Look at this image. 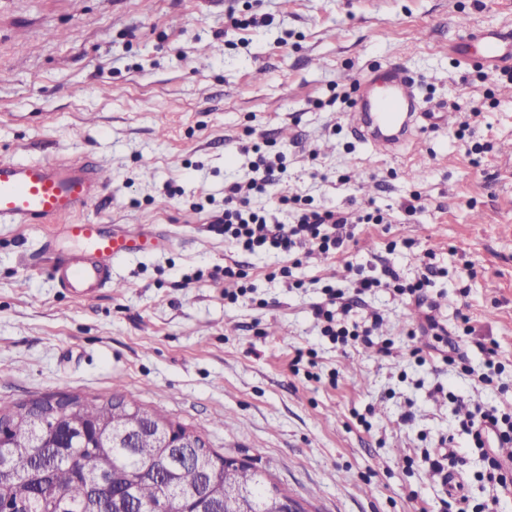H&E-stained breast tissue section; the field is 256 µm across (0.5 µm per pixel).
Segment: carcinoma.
I'll return each instance as SVG.
<instances>
[{"label":"carcinoma","mask_w":512,"mask_h":512,"mask_svg":"<svg viewBox=\"0 0 512 512\" xmlns=\"http://www.w3.org/2000/svg\"><path fill=\"white\" fill-rule=\"evenodd\" d=\"M73 409L44 420L34 410L39 402L52 409L46 395L0 409V443L8 463L0 469V499L13 503L15 512H108L99 491L82 476L85 468L105 469L112 483L130 490L140 502L169 501L166 512H193L198 502L169 500L171 485L192 487L199 502L251 512L253 505L288 495L252 465L207 449L203 468L179 466L183 448H160L150 438L140 448H114L107 435L114 426L143 425V404L131 394L116 397L64 395ZM170 464L167 485L153 470Z\"/></svg>","instance_id":"carcinoma-1"}]
</instances>
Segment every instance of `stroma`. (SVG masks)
<instances>
[{
	"label": "stroma",
	"instance_id": "stroma-1",
	"mask_svg": "<svg viewBox=\"0 0 512 512\" xmlns=\"http://www.w3.org/2000/svg\"><path fill=\"white\" fill-rule=\"evenodd\" d=\"M231 11L267 23L229 30ZM502 24L512 0H0V156H102L110 180L84 221L162 237L114 262L113 287L87 303L50 273V227L0 224V407L132 393L266 470L307 512H443L429 460L445 453L471 512H512L458 424L462 405L512 413V79L465 37ZM395 61L428 106L461 109L389 156L353 138L350 102L358 77ZM260 155L284 158L252 200L280 223L292 221L283 194L391 223L280 274L286 256L244 252L217 222L225 185L247 182ZM428 263L441 323L473 328L464 362L445 363L416 331L420 309L385 287L349 320L379 314L390 355L322 335L325 286L350 295L388 265L409 283ZM229 264L247 290L235 304ZM491 342L502 371L485 384ZM300 349L315 363L295 372Z\"/></svg>",
	"mask_w": 512,
	"mask_h": 512
}]
</instances>
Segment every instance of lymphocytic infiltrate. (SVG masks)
Segmentation results:
<instances>
[{
	"label": "lymphocytic infiltrate",
	"instance_id": "lymphocytic-infiltrate-1",
	"mask_svg": "<svg viewBox=\"0 0 512 512\" xmlns=\"http://www.w3.org/2000/svg\"><path fill=\"white\" fill-rule=\"evenodd\" d=\"M275 167L266 159L252 164V176L248 183H232L224 189L225 238L233 240L242 250H275L285 254L292 265H300L310 256V247H317L321 254L337 256L346 254L356 240L355 230L361 224H381L385 216L381 211L365 208L343 211L336 208H312L298 196L279 197L280 205L291 208L294 221L290 224L272 222L267 213L253 210L250 197L266 193L273 182ZM435 274L433 265H426L424 273L415 282L402 283L392 268H385L382 277L363 276L358 280L359 291H367L388 284L395 294L409 296L417 306H425L428 290ZM326 298L316 304L314 314L323 320L324 335L341 344L359 341L376 349L381 355H389L391 343L386 339L373 338L371 327L360 330L348 329L341 318L349 314L356 304L354 298L334 288H326ZM461 427L468 432L475 447L484 449L489 467L488 479L500 487L512 485V465L502 463L493 448L502 443H512V414L491 406L469 412L461 420Z\"/></svg>",
	"mask_w": 512,
	"mask_h": 512
}]
</instances>
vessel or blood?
I'll return each mask as SVG.
<instances>
[{
	"instance_id": "obj_1",
	"label": "vessel or blood",
	"mask_w": 512,
	"mask_h": 512,
	"mask_svg": "<svg viewBox=\"0 0 512 512\" xmlns=\"http://www.w3.org/2000/svg\"><path fill=\"white\" fill-rule=\"evenodd\" d=\"M483 55L489 61L512 57V28L481 33ZM449 112H431L401 64L385 74L369 71L356 84L355 112L350 128L379 153L396 143L413 140L423 123L449 124ZM102 162L94 156L69 161L0 158V223L51 224L46 242L58 261L52 274L76 298L89 300L112 281L114 261L133 251L139 232L118 224L112 231L81 222V214L104 191Z\"/></svg>"
}]
</instances>
